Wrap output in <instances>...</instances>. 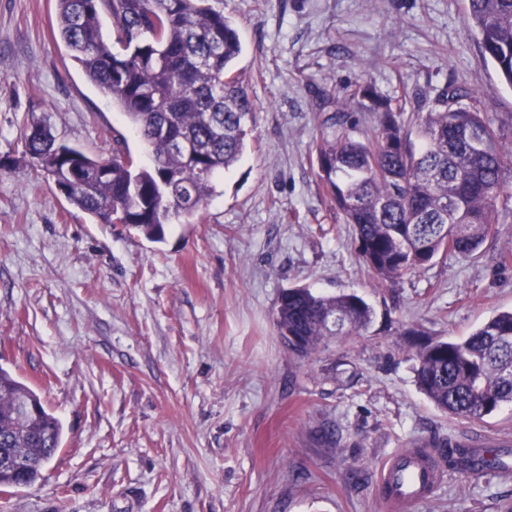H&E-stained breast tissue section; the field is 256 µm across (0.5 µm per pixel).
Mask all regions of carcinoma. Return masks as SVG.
Masks as SVG:
<instances>
[{"label": "carcinoma", "instance_id": "obj_1", "mask_svg": "<svg viewBox=\"0 0 512 512\" xmlns=\"http://www.w3.org/2000/svg\"><path fill=\"white\" fill-rule=\"evenodd\" d=\"M468 18L485 59L512 85V0H468ZM61 41L85 77L112 97L144 144L138 165L122 146L93 157L59 140L49 125L21 132L29 163L52 180L76 175L66 199L95 224L129 225L160 241L163 226L190 222L208 204L215 180L233 168L255 122L247 88L232 74L242 51L223 0H56ZM108 21L112 40L104 38ZM359 105L376 115L377 132L358 138L338 107L316 145L318 176L330 203L353 227L362 262L391 286L440 255H473L495 238L497 200L512 178L503 128L477 93L456 86L417 103L421 147L411 141L406 95L360 85ZM372 308L356 293L282 292L279 334L288 350L308 354L329 336L359 332ZM419 390L442 412L481 421L512 404V311L499 312L469 336L424 343L415 355ZM63 440V425L40 395L0 366V448L24 459L23 471L0 467V488L37 482ZM450 470L483 476L471 449L435 444Z\"/></svg>", "mask_w": 512, "mask_h": 512}]
</instances>
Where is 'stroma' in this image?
I'll use <instances>...</instances> for the list:
<instances>
[{
    "mask_svg": "<svg viewBox=\"0 0 512 512\" xmlns=\"http://www.w3.org/2000/svg\"><path fill=\"white\" fill-rule=\"evenodd\" d=\"M224 15L255 125L201 216L154 242L92 223L25 162L21 130L41 121L88 154L120 141L146 156L72 61L54 0H0V366L64 429L42 479L0 493V512H386L377 474L397 452L445 437L512 447L511 407L460 421L413 371L418 343L512 308V218L477 255L385 288L313 161L320 96L361 83L408 93L409 112L463 85L512 120V86L484 60L465 0H224ZM301 286L361 295L370 325L296 356L276 313ZM511 507L512 476L447 470L403 512Z\"/></svg>",
    "mask_w": 512,
    "mask_h": 512,
    "instance_id": "1",
    "label": "stroma"
}]
</instances>
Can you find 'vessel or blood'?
Instances as JSON below:
<instances>
[{
  "label": "vessel or blood",
  "mask_w": 512,
  "mask_h": 512,
  "mask_svg": "<svg viewBox=\"0 0 512 512\" xmlns=\"http://www.w3.org/2000/svg\"><path fill=\"white\" fill-rule=\"evenodd\" d=\"M441 481L435 455H420L406 448L389 457L377 479L379 497L389 512H402L405 505L429 498Z\"/></svg>",
  "instance_id": "vessel-or-blood-1"
}]
</instances>
